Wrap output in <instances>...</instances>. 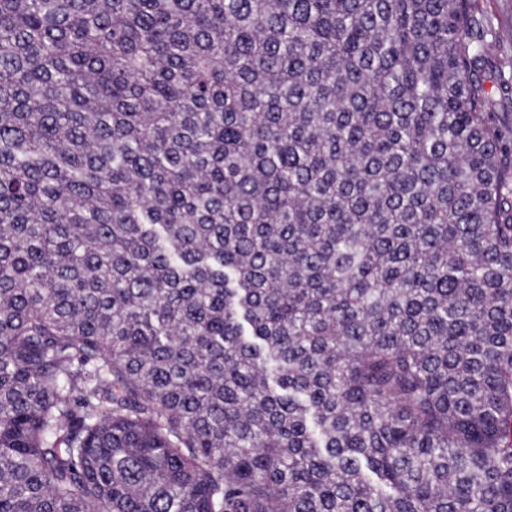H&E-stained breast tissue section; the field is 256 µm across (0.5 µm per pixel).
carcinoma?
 Here are the masks:
<instances>
[{
	"label": "carcinoma",
	"instance_id": "carcinoma-1",
	"mask_svg": "<svg viewBox=\"0 0 512 512\" xmlns=\"http://www.w3.org/2000/svg\"><path fill=\"white\" fill-rule=\"evenodd\" d=\"M472 0H0V512H512V125Z\"/></svg>",
	"mask_w": 512,
	"mask_h": 512
}]
</instances>
